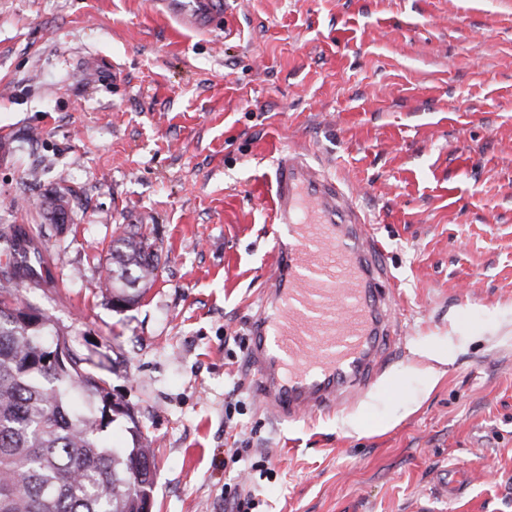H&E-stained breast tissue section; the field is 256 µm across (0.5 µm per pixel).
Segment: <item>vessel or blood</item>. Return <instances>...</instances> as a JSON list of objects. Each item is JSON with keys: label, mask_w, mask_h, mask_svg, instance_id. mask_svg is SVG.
Instances as JSON below:
<instances>
[{"label": "vessel or blood", "mask_w": 512, "mask_h": 512, "mask_svg": "<svg viewBox=\"0 0 512 512\" xmlns=\"http://www.w3.org/2000/svg\"><path fill=\"white\" fill-rule=\"evenodd\" d=\"M182 27L209 31L224 0H152ZM277 246L271 286L250 322L246 362L266 413L297 421L363 397L389 367L400 341L389 314L391 275L383 247L354 193L292 150L275 162ZM467 469L443 470L446 498L470 486Z\"/></svg>", "instance_id": "b4317fda"}]
</instances>
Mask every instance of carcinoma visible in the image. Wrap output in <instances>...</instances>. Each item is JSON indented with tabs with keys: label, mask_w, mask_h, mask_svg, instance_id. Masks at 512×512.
<instances>
[{
	"label": "carcinoma",
	"mask_w": 512,
	"mask_h": 512,
	"mask_svg": "<svg viewBox=\"0 0 512 512\" xmlns=\"http://www.w3.org/2000/svg\"><path fill=\"white\" fill-rule=\"evenodd\" d=\"M127 224L112 239L107 291L117 307L139 301L157 278L155 244ZM19 224H0V512H145L156 479L155 456L138 426L117 448L108 428L131 411L107 414V382L70 355L58 369L42 363L50 318L15 295L20 282H40V252ZM31 311L34 322L16 315ZM99 399L85 411L77 397Z\"/></svg>",
	"instance_id": "carcinoma-1"
}]
</instances>
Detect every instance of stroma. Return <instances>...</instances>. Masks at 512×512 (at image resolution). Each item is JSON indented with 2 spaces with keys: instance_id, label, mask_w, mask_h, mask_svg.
<instances>
[{
  "instance_id": "stroma-1",
  "label": "stroma",
  "mask_w": 512,
  "mask_h": 512,
  "mask_svg": "<svg viewBox=\"0 0 512 512\" xmlns=\"http://www.w3.org/2000/svg\"><path fill=\"white\" fill-rule=\"evenodd\" d=\"M288 146L355 191L404 339L348 409L278 422L245 352ZM0 224L42 225L52 282L19 296L133 409L152 512L228 487L254 512H512V0H227L203 34L150 0H0ZM122 224L158 277L120 310ZM440 475L437 480V487L444 498L460 497L470 486V474L465 468L444 469Z\"/></svg>"
}]
</instances>
